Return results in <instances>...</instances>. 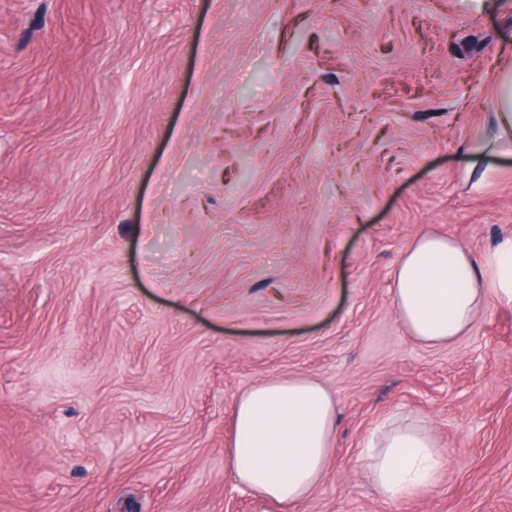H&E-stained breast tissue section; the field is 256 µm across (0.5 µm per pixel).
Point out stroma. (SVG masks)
Segmentation results:
<instances>
[{"instance_id":"stroma-1","label":"stroma","mask_w":512,"mask_h":512,"mask_svg":"<svg viewBox=\"0 0 512 512\" xmlns=\"http://www.w3.org/2000/svg\"><path fill=\"white\" fill-rule=\"evenodd\" d=\"M512 0H0V512H512V301L427 346L418 236L512 240ZM334 397L289 509L234 479L245 390ZM426 426L433 487L362 450ZM496 118L500 140L512 144V72H509L498 96ZM366 448L368 475L387 498H409L432 487L444 463L437 440L424 427H389Z\"/></svg>"}]
</instances>
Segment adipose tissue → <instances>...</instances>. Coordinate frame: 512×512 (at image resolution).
I'll return each instance as SVG.
<instances>
[{"mask_svg": "<svg viewBox=\"0 0 512 512\" xmlns=\"http://www.w3.org/2000/svg\"><path fill=\"white\" fill-rule=\"evenodd\" d=\"M394 303L409 333L428 345L467 333L485 305L488 286L512 300V276L497 261L478 262L455 240L425 234L395 270ZM336 406L319 383L273 380L244 391L234 408L227 450L237 481L281 506L308 497L325 476ZM368 474L387 498H409L434 485L444 458L422 427L393 426L371 438Z\"/></svg>", "mask_w": 512, "mask_h": 512, "instance_id": "adipose-tissue-1", "label": "adipose tissue"}]
</instances>
